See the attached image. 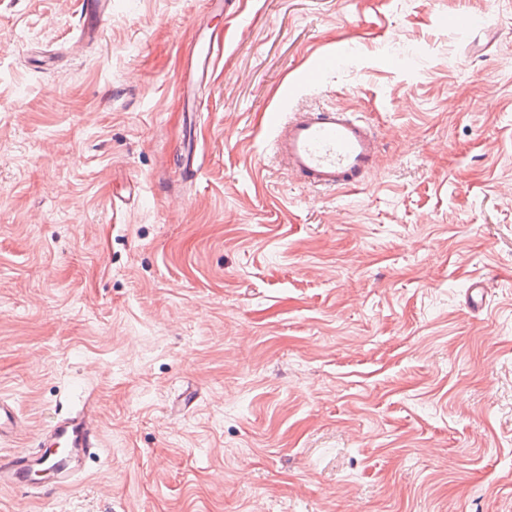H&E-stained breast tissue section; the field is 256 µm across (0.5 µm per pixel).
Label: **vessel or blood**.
I'll use <instances>...</instances> for the list:
<instances>
[{
	"instance_id": "obj_1",
	"label": "vessel or blood",
	"mask_w": 512,
	"mask_h": 512,
	"mask_svg": "<svg viewBox=\"0 0 512 512\" xmlns=\"http://www.w3.org/2000/svg\"><path fill=\"white\" fill-rule=\"evenodd\" d=\"M78 38L100 39L112 0H80ZM219 42L198 37L191 51L199 86H206L215 69ZM273 150L289 173L318 190L355 189L378 166L379 144L371 128L354 110L338 107L301 109L290 115L270 113ZM101 443V428L91 401L40 432L35 450L0 452V486L39 487L52 494L74 474Z\"/></svg>"
}]
</instances>
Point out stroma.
Segmentation results:
<instances>
[{"instance_id":"stroma-1","label":"stroma","mask_w":512,"mask_h":512,"mask_svg":"<svg viewBox=\"0 0 512 512\" xmlns=\"http://www.w3.org/2000/svg\"><path fill=\"white\" fill-rule=\"evenodd\" d=\"M78 19L0 0V451L88 397L101 447L0 512H512V0ZM312 104L376 130L364 187L276 159L268 114ZM218 49L219 40L213 37V33L210 36L201 35L194 43L190 54L200 88L206 86L212 76Z\"/></svg>"}]
</instances>
